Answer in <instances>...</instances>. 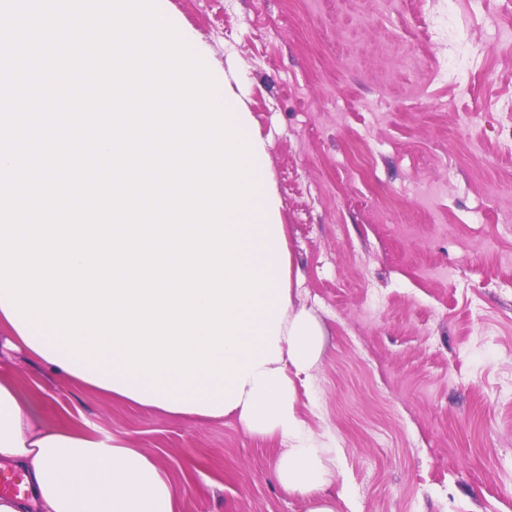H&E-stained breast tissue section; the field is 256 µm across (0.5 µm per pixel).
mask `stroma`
Instances as JSON below:
<instances>
[{
	"label": "stroma",
	"mask_w": 512,
	"mask_h": 512,
	"mask_svg": "<svg viewBox=\"0 0 512 512\" xmlns=\"http://www.w3.org/2000/svg\"><path fill=\"white\" fill-rule=\"evenodd\" d=\"M267 143L296 406L353 512H512V0H163ZM50 425L156 456L182 512H309L285 445L0 358Z\"/></svg>",
	"instance_id": "stroma-1"
}]
</instances>
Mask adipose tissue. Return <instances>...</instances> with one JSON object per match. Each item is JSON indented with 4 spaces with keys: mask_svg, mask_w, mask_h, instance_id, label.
<instances>
[{
    "mask_svg": "<svg viewBox=\"0 0 512 512\" xmlns=\"http://www.w3.org/2000/svg\"><path fill=\"white\" fill-rule=\"evenodd\" d=\"M260 211L247 212L251 221L250 261L256 269L270 267L274 288L260 293L262 314L255 326L267 330L263 345L245 381L235 384L211 377L203 400L172 405L155 396L143 382L101 377L99 370L71 364L59 350L16 322L0 300V328L7 337L3 351H27L67 378L113 399L144 408L172 411L201 419L236 415L255 434L277 436L286 448L276 468L279 483L288 491L311 495L310 512H338L335 498L323 489L336 475L330 451L311 444L296 408L298 378L308 376L323 343L319 323L306 310L294 309L286 279L285 232L273 196L260 197ZM0 459L20 468L30 497H0V512H181L174 480L158 460L143 450L72 428L39 423L18 387L0 378Z\"/></svg>",
    "mask_w": 512,
    "mask_h": 512,
    "instance_id": "ef3b65f1",
    "label": "adipose tissue"
}]
</instances>
